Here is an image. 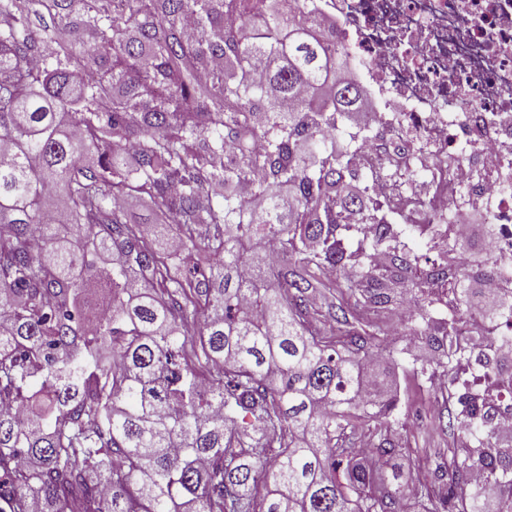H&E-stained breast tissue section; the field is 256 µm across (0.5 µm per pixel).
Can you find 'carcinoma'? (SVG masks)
<instances>
[{
    "label": "carcinoma",
    "instance_id": "obj_1",
    "mask_svg": "<svg viewBox=\"0 0 512 512\" xmlns=\"http://www.w3.org/2000/svg\"><path fill=\"white\" fill-rule=\"evenodd\" d=\"M316 2L0 0V512H397L401 449L360 457L394 407L368 313L407 294L476 442L451 512H512V449L457 371L499 341L512 373V288L488 317L470 287L512 271L400 239L352 164L349 53L293 20Z\"/></svg>",
    "mask_w": 512,
    "mask_h": 512
}]
</instances>
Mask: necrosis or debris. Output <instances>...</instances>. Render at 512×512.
Wrapping results in <instances>:
<instances>
[{"label": "necrosis or debris", "instance_id": "1", "mask_svg": "<svg viewBox=\"0 0 512 512\" xmlns=\"http://www.w3.org/2000/svg\"><path fill=\"white\" fill-rule=\"evenodd\" d=\"M336 41L364 65L371 135L353 157L406 222L454 234L467 212L495 226L493 260L512 269V0H319ZM418 162L421 187L391 181ZM503 422L512 381L470 373Z\"/></svg>", "mask_w": 512, "mask_h": 512}]
</instances>
